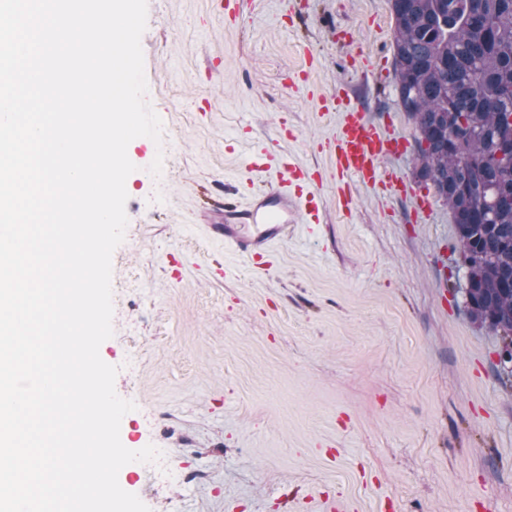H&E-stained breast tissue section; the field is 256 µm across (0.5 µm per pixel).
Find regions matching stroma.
Listing matches in <instances>:
<instances>
[{"label":"stroma","mask_w":512,"mask_h":512,"mask_svg":"<svg viewBox=\"0 0 512 512\" xmlns=\"http://www.w3.org/2000/svg\"><path fill=\"white\" fill-rule=\"evenodd\" d=\"M148 100L163 141L132 140L129 219L112 258L114 334L100 356L134 401L120 486L151 512H512V369L470 321L451 213L354 186L336 209V90L408 143L386 165L418 184L394 80L390 0H148ZM321 65L292 80L304 59ZM262 143L322 175L317 224L249 260L203 233L215 184L256 179ZM163 155L161 176L149 167Z\"/></svg>","instance_id":"stroma-1"}]
</instances>
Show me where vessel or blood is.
Here are the masks:
<instances>
[{"instance_id": "1", "label": "vessel or blood", "mask_w": 512, "mask_h": 512, "mask_svg": "<svg viewBox=\"0 0 512 512\" xmlns=\"http://www.w3.org/2000/svg\"><path fill=\"white\" fill-rule=\"evenodd\" d=\"M334 116L339 122L327 148L333 160L340 212L348 214L355 207L351 187L356 183L394 196L411 197L415 212H429L432 203L428 196L383 165L384 160L401 155L405 143L391 123L374 121L369 112L352 105L340 92L323 100L318 113L322 120ZM255 154L267 165L280 169V181L264 189L250 187L237 194L214 186L215 207L207 217L209 238L223 241L226 248L249 256L267 250L271 242L283 236L289 224L295 223L297 214L313 219L318 216L317 203L303 196L306 175L287 154L272 152L264 146L257 147Z\"/></svg>"}]
</instances>
